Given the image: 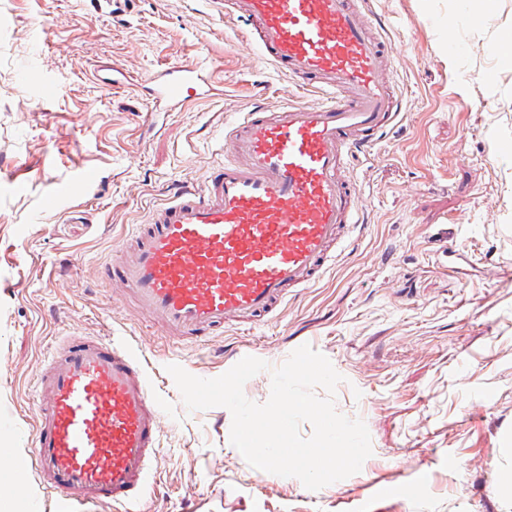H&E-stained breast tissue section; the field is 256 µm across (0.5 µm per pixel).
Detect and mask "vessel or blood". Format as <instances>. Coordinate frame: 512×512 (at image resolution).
I'll list each match as a JSON object with an SVG mask.
<instances>
[{
    "instance_id": "1",
    "label": "vessel or blood",
    "mask_w": 512,
    "mask_h": 512,
    "mask_svg": "<svg viewBox=\"0 0 512 512\" xmlns=\"http://www.w3.org/2000/svg\"><path fill=\"white\" fill-rule=\"evenodd\" d=\"M224 10L247 22L264 60L323 99L244 113L205 188L175 192L132 230L136 249L112 276L176 338L251 331L311 287L359 222L354 157L401 114L368 0H224ZM157 85L179 104L211 90L195 65L163 70ZM33 388L28 450L0 448L14 480L36 473L65 512H136L161 452L162 403L141 357L75 333L47 349Z\"/></svg>"
}]
</instances>
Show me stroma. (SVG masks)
Here are the masks:
<instances>
[{
	"label": "stroma",
	"instance_id": "obj_1",
	"mask_svg": "<svg viewBox=\"0 0 512 512\" xmlns=\"http://www.w3.org/2000/svg\"><path fill=\"white\" fill-rule=\"evenodd\" d=\"M372 8L402 114L353 166L356 243L253 334L191 341L160 335L106 267L132 225L223 165L217 128L317 94L263 61L215 0H120L112 13L0 0V445L29 446L30 381L52 340L114 334L145 355L163 403L141 512H512L498 490L512 471V66L491 51L512 0L453 33L458 0ZM174 62L209 71L212 92L179 107L154 98ZM304 344L341 375L335 408L365 422L372 447L359 472L317 491L252 467L230 411L188 410L166 370L216 378L251 354L269 368L244 394L262 403L272 369ZM385 483L401 494L378 499Z\"/></svg>",
	"mask_w": 512,
	"mask_h": 512
}]
</instances>
